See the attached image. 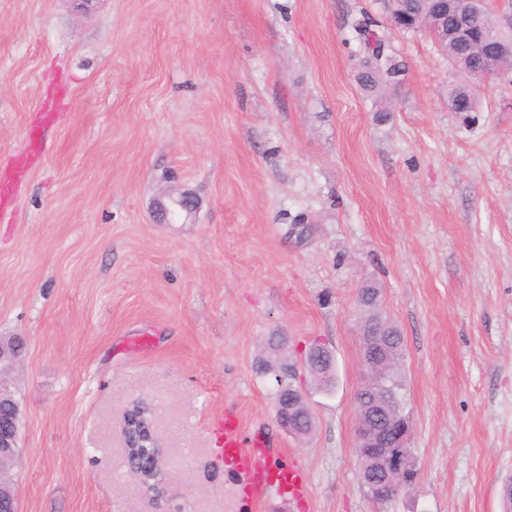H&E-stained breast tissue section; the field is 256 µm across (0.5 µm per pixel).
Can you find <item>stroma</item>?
<instances>
[{
    "mask_svg": "<svg viewBox=\"0 0 512 512\" xmlns=\"http://www.w3.org/2000/svg\"><path fill=\"white\" fill-rule=\"evenodd\" d=\"M392 0H0V337L20 512H502L512 475V71L474 112ZM367 23L404 65L387 117L357 75ZM198 209L159 223L173 191ZM403 338L419 478L379 504L356 464L360 288ZM318 342L337 386L276 419L270 337ZM150 406L162 481L124 463ZM304 491L257 501L218 459L222 424ZM470 86L467 82L459 83L448 96V103L454 112H474L478 107L476 90ZM129 410L134 415L131 421L132 426L130 428L136 433V435L133 441L128 444L126 443L124 434L122 432L125 458L127 460L129 454L131 452H137L139 448H158L154 468L146 472H135L140 476V479L144 485L152 487L151 490H154L159 484V480H161L163 472V459L159 450V448H161V444L156 433L155 416L152 409L145 403L140 401L133 402L125 409L123 413L122 430L124 428L123 417ZM145 414H148V417H145Z\"/></svg>",
    "mask_w": 512,
    "mask_h": 512,
    "instance_id": "stroma-1",
    "label": "stroma"
}]
</instances>
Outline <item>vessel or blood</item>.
Returning a JSON list of instances; mask_svg holds the SVG:
<instances>
[{"instance_id": "vessel-or-blood-1", "label": "vessel or blood", "mask_w": 512, "mask_h": 512, "mask_svg": "<svg viewBox=\"0 0 512 512\" xmlns=\"http://www.w3.org/2000/svg\"><path fill=\"white\" fill-rule=\"evenodd\" d=\"M258 442L249 438L234 424L224 428V465L230 472L245 482L256 494L263 496L272 485H281L298 490L300 476L297 470L287 465L257 467L255 450Z\"/></svg>"}]
</instances>
